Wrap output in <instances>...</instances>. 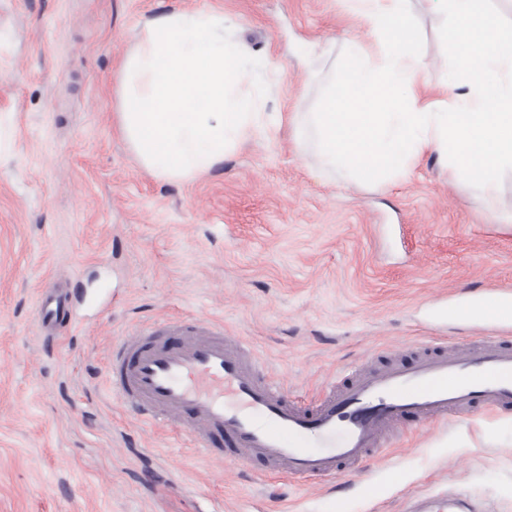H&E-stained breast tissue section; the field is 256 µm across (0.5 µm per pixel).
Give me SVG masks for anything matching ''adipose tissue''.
Returning <instances> with one entry per match:
<instances>
[{"instance_id":"1","label":"adipose tissue","mask_w":512,"mask_h":512,"mask_svg":"<svg viewBox=\"0 0 512 512\" xmlns=\"http://www.w3.org/2000/svg\"><path fill=\"white\" fill-rule=\"evenodd\" d=\"M367 25L380 60L354 45L321 112L290 120L263 112L249 92L252 65L224 35L220 10H180L146 19L115 70L116 123L141 167L187 181L223 164L254 134L289 122L299 152H315L341 183L406 179L427 156L449 178L495 197L498 173L512 172V28L479 0H446L458 19V66L445 83L450 103L430 100L429 66L405 20L409 0H346Z\"/></svg>"}]
</instances>
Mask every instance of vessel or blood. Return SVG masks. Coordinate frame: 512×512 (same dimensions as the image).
<instances>
[{"mask_svg": "<svg viewBox=\"0 0 512 512\" xmlns=\"http://www.w3.org/2000/svg\"><path fill=\"white\" fill-rule=\"evenodd\" d=\"M66 308L43 292L34 322L43 340ZM106 376L114 400L143 421L181 429L199 453L224 440L226 461L245 469L319 481L354 470L407 420L425 426L482 411L512 410V336L453 347L420 346L410 364L362 362L300 404L223 324L177 318L116 338ZM404 512H474L465 495L412 498Z\"/></svg>", "mask_w": 512, "mask_h": 512, "instance_id": "1", "label": "vessel or blood"}]
</instances>
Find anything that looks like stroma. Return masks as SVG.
Segmentation results:
<instances>
[{
  "instance_id": "1",
  "label": "stroma",
  "mask_w": 512,
  "mask_h": 512,
  "mask_svg": "<svg viewBox=\"0 0 512 512\" xmlns=\"http://www.w3.org/2000/svg\"><path fill=\"white\" fill-rule=\"evenodd\" d=\"M223 9L265 112H315L366 28L344 0H0V512H401L414 492L512 512V412L416 427L313 485L246 473L113 403L114 337L174 317L223 322L298 394L364 356L504 331L452 305L512 289V224L435 160L339 187L291 129L177 182L115 125L112 73L147 16ZM418 52L454 69V18L411 0ZM46 288L99 293L63 345L32 323Z\"/></svg>"
}]
</instances>
